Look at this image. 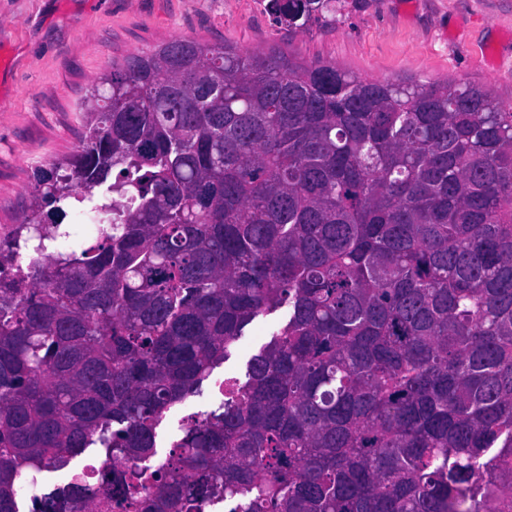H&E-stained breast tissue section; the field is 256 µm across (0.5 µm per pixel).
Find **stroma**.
<instances>
[{"instance_id": "35a3bbf8", "label": "stroma", "mask_w": 512, "mask_h": 512, "mask_svg": "<svg viewBox=\"0 0 512 512\" xmlns=\"http://www.w3.org/2000/svg\"><path fill=\"white\" fill-rule=\"evenodd\" d=\"M175 38L276 49L369 80L451 78L491 88L512 108V0H335L332 13L297 31L253 0H0V226L20 222L39 166L78 149L79 105L94 78L112 60ZM287 318L283 308L257 318L201 393L166 413L153 464L187 417L221 403V382L246 381L249 361Z\"/></svg>"}]
</instances>
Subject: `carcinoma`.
Here are the masks:
<instances>
[{"mask_svg":"<svg viewBox=\"0 0 512 512\" xmlns=\"http://www.w3.org/2000/svg\"><path fill=\"white\" fill-rule=\"evenodd\" d=\"M333 0H269L292 30ZM0 239V512H512V109L174 39L89 86ZM96 215L70 250L65 220ZM288 321L154 483L117 466L256 318ZM104 458V449L103 448H87L82 454L75 457L70 465L58 472H45L44 475L53 484L64 485L68 483L72 477V479L77 480H89L90 482H95V478L97 477L99 470L103 468V463L100 464L99 467H93V471L90 475H86L85 471L82 470L80 474H72L75 470L82 469L87 464H92L100 459Z\"/></svg>","mask_w":512,"mask_h":512,"instance_id":"cac0c4a2","label":"carcinoma"}]
</instances>
